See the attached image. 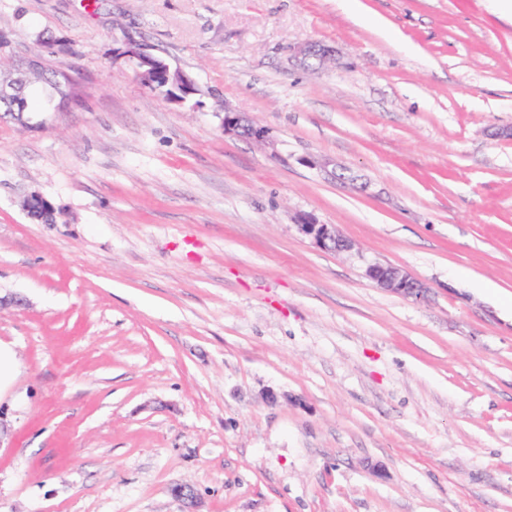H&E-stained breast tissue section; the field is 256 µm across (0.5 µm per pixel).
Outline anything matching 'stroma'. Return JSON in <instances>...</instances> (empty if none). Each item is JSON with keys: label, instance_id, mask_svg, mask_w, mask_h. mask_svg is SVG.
<instances>
[{"label": "stroma", "instance_id": "35a3bbf8", "mask_svg": "<svg viewBox=\"0 0 512 512\" xmlns=\"http://www.w3.org/2000/svg\"><path fill=\"white\" fill-rule=\"evenodd\" d=\"M0 38L79 90L0 120V295L29 301L0 312V512H183L181 482L201 512H512L507 0H0ZM289 51L291 59L303 65L311 59L321 63L334 55V50L331 47L311 42L290 46ZM148 51H149V49L146 48V46H143V45H140V44H130L123 53L128 58V60L130 62V65L133 68V70L137 71V75L140 78H142L145 82H147L152 88H154L155 90L160 91L158 88H156L154 86V83L152 81H150V80H148V79H146L144 77V74L141 71L142 65L146 61L147 58H149V57L160 58L158 56H155V55H152V54L148 53ZM160 59H162V58H160ZM163 61L166 64V69H167L168 72L169 71L177 72L180 75H182L186 80L192 82L182 71H180L179 69H172L170 67V65L165 62V60H163ZM137 64L139 65L140 69H138L136 67ZM160 92L163 93L162 91H160ZM222 126L226 134L257 141L265 140L268 134L266 129L255 126L243 113L234 112L230 109L224 111ZM50 206L52 205L47 200L35 193L28 196L23 203V207L30 217L41 224L54 223L53 217L55 213ZM297 227L323 250L340 253L352 249L351 241L341 236L333 224H320L310 215H301L298 217ZM365 276L379 288L405 298L419 300L426 291L422 284L413 279L404 270L391 265L368 264L365 269Z\"/></svg>", "mask_w": 512, "mask_h": 512}]
</instances>
